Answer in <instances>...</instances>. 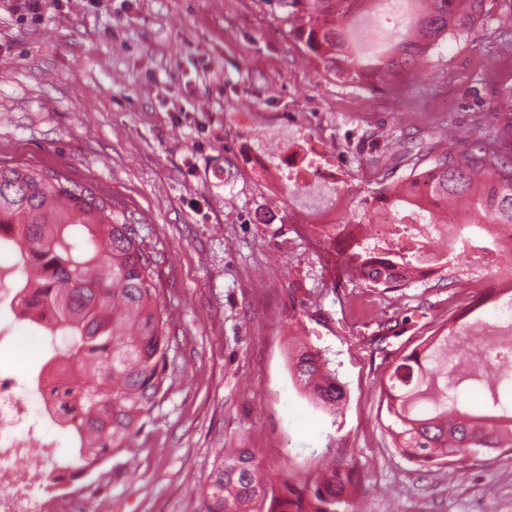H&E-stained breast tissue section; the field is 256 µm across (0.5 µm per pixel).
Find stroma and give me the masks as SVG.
Here are the masks:
<instances>
[{"instance_id": "stroma-1", "label": "stroma", "mask_w": 512, "mask_h": 512, "mask_svg": "<svg viewBox=\"0 0 512 512\" xmlns=\"http://www.w3.org/2000/svg\"><path fill=\"white\" fill-rule=\"evenodd\" d=\"M500 0L478 38L449 39L424 72L397 87L337 82L265 0H62L30 12L0 0V160L65 172L137 228L153 259L172 345L168 391L135 440L98 473L120 512H201L220 449L251 448L265 469L313 487L336 459L365 484L358 512H512V452L475 457L466 474L419 466L393 447L381 379L428 337L447 333L476 291V263L450 287L422 277L395 292L337 280L335 240L310 245L300 220L373 187L381 133L438 141L473 134L512 82L497 54ZM386 10H359L351 39L365 57L388 50ZM317 140L337 180L271 189L288 145ZM394 330H387V322ZM12 345L0 372L19 393L47 336L0 306ZM319 349L347 391L331 419L295 385L288 353ZM481 383L460 405L483 409L495 372L464 334Z\"/></svg>"}]
</instances>
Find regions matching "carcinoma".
Segmentation results:
<instances>
[{
  "instance_id": "carcinoma-1",
  "label": "carcinoma",
  "mask_w": 512,
  "mask_h": 512,
  "mask_svg": "<svg viewBox=\"0 0 512 512\" xmlns=\"http://www.w3.org/2000/svg\"><path fill=\"white\" fill-rule=\"evenodd\" d=\"M379 0H275L290 33L341 82L360 83L379 74L403 76L430 58L439 43L478 34L485 0H421L422 9L396 33L389 49L364 64L344 37L346 17ZM505 3L500 46L512 50V0ZM495 121L484 125L479 140L464 138L452 147L411 146L386 140L385 155L370 200L350 214L347 246L338 250L341 281L356 276L366 288L395 291L426 275L413 252L380 245L364 246L359 225L367 204L412 210L418 205L416 183L424 181L427 200L446 205L462 202L484 224L512 225V83L497 89ZM407 171L393 178L387 162ZM16 254L14 266L24 278L16 289L17 317L63 337L43 363H69L77 373L82 425L71 431L73 454L68 466L82 469L102 454L125 451L150 419L165 393L169 331L160 307L154 269L138 241L134 225L112 203L65 174L29 165L0 162V249ZM484 249L469 240L459 249L431 253L432 272L455 283L452 273L467 252ZM448 337L402 356L383 382L387 426L393 447L422 467L461 464L493 451H512V428L496 420L512 418V393L493 395L492 413L461 410L443 391L431 410L417 414L430 396L421 381L436 380L444 366L432 361ZM297 386L322 410L337 417L347 392L329 360L301 344L291 353ZM219 463L204 494V512H350L349 498L361 482L331 461L312 491L286 480L276 482L247 448L219 450Z\"/></svg>"
}]
</instances>
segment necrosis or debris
Here are the masks:
<instances>
[{"label": "necrosis or debris", "mask_w": 512, "mask_h": 512, "mask_svg": "<svg viewBox=\"0 0 512 512\" xmlns=\"http://www.w3.org/2000/svg\"><path fill=\"white\" fill-rule=\"evenodd\" d=\"M370 223L373 239H391L400 246L415 237L439 235L447 236L452 246L464 236L494 245L512 242L510 224H464L451 213L429 223L417 212L401 220L394 210L382 208ZM484 275L497 288L496 316L486 328V339L495 343L512 338V263L486 269ZM68 380L66 369L42 371L23 397L14 379L0 374V512H112V497L104 486H77L71 470L59 467L57 448L49 443L38 450L31 446L50 422L48 383Z\"/></svg>", "instance_id": "necrosis-or-debris-1"}]
</instances>
